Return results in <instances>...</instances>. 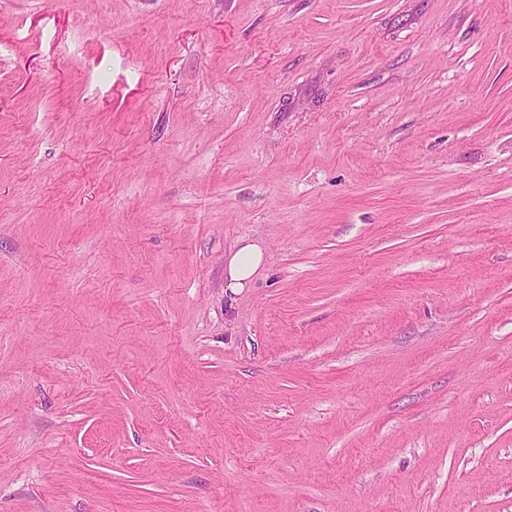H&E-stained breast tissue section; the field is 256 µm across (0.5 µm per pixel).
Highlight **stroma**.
<instances>
[{"label": "stroma", "mask_w": 512, "mask_h": 512, "mask_svg": "<svg viewBox=\"0 0 512 512\" xmlns=\"http://www.w3.org/2000/svg\"><path fill=\"white\" fill-rule=\"evenodd\" d=\"M0 512H512V0H0ZM248 241L241 240L224 265V280L226 275L228 288L241 289L249 286L264 262L263 247Z\"/></svg>", "instance_id": "stroma-1"}]
</instances>
